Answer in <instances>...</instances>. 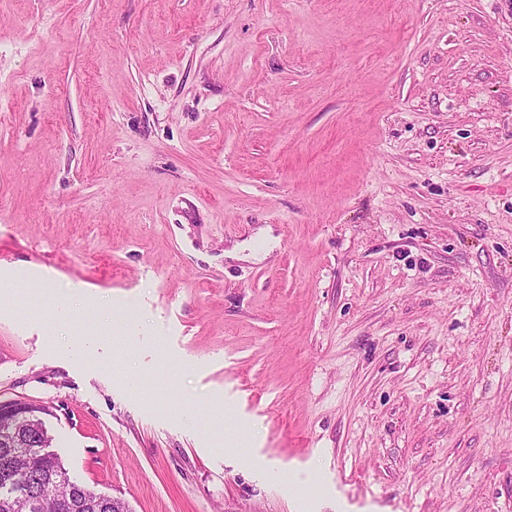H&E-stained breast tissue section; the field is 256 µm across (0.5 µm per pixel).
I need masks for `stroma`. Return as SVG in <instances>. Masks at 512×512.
Returning a JSON list of instances; mask_svg holds the SVG:
<instances>
[{
    "label": "stroma",
    "instance_id": "1",
    "mask_svg": "<svg viewBox=\"0 0 512 512\" xmlns=\"http://www.w3.org/2000/svg\"><path fill=\"white\" fill-rule=\"evenodd\" d=\"M0 398L131 512H512V0H0Z\"/></svg>",
    "mask_w": 512,
    "mask_h": 512
}]
</instances>
